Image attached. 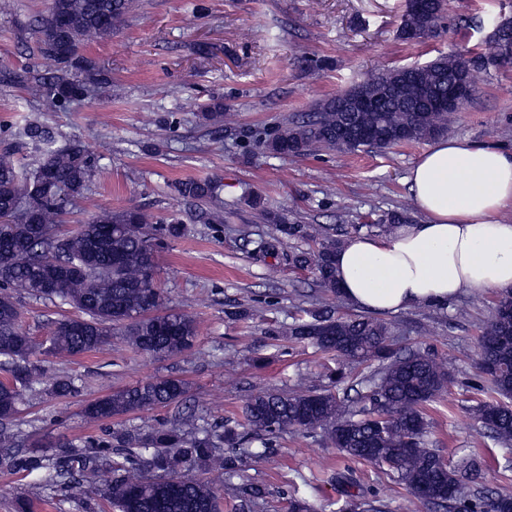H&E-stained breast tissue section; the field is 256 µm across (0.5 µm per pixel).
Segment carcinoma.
Here are the masks:
<instances>
[{
  "instance_id": "1",
  "label": "carcinoma",
  "mask_w": 512,
  "mask_h": 512,
  "mask_svg": "<svg viewBox=\"0 0 512 512\" xmlns=\"http://www.w3.org/2000/svg\"><path fill=\"white\" fill-rule=\"evenodd\" d=\"M135 4L136 0H48L35 28L39 52L49 61V69L32 77L16 73L13 81L29 92L41 111L65 110L100 84L96 63L84 55V49L119 30ZM444 10L443 0H426L425 8L404 11L400 38L420 42L430 37L441 27ZM459 80L471 81V69L463 68L456 56L372 75L319 102L274 135L255 139L254 145L263 153L299 157L317 148L355 153L446 135L452 113L429 109L426 100L447 95ZM361 95L379 97L380 108L341 111L343 102ZM199 118L207 125H224V105L206 106ZM20 136L37 145L39 155L23 165L11 150L0 152V215L8 218L0 222V371L10 385L0 388V442L5 445L21 441L8 424L24 391L48 383L56 396L78 392L74 379L49 380L42 366L29 360L32 341L20 327L16 297L58 300L81 313V332L73 330L71 319L57 323L46 349L56 358L102 350L114 329L132 348L161 357L191 349L197 337L195 320L186 314L172 313L161 321L145 315L151 306L148 288L155 287L156 254L181 237L182 226L139 208L101 209L75 230L59 231L71 207L88 190L95 158L80 141L59 142L57 133L43 124L27 123ZM217 189L210 180L175 184L180 196L198 204L208 203ZM410 219L404 212L391 211L372 228L386 234ZM272 222V231L260 239L255 253L278 254L286 237L317 240L316 252L288 253L286 261L312 267L319 287L336 290L332 256L340 239L332 228L286 224L277 217ZM288 334L352 362L378 360L376 371L356 378L365 389L363 405L341 415L345 398L335 390L345 379L340 372L321 389L301 381L289 391L251 394L244 406L250 428L245 435L187 411L145 433L108 426L101 434L86 437L79 444L82 451L68 458L5 455L0 468L15 473L42 471L46 483L58 484L72 481L76 473L98 472L118 452L129 462L112 479V504L118 512H220L216 486L201 476L232 473L233 461L224 457L223 447L257 443L270 448L278 434L290 428L322 430L343 455L384 464L411 492L418 494L428 486L427 503L443 512H458V495L463 485L475 481L478 469L471 465L456 469L428 447L422 412L445 390V368L419 350H394L393 326L370 316L335 318L312 312L310 319L291 325ZM509 335L512 316L498 312L482 330L480 363L494 369L493 392L503 400L486 401L478 409L494 439L506 448L512 446V344H504L502 338ZM185 392L183 381L159 379L88 403L84 417L102 425L136 411L171 405ZM144 468L160 475L148 479L142 474ZM184 473L195 478L178 481ZM464 512H512V495L482 493Z\"/></svg>"
}]
</instances>
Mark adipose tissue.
<instances>
[{"mask_svg":"<svg viewBox=\"0 0 512 512\" xmlns=\"http://www.w3.org/2000/svg\"><path fill=\"white\" fill-rule=\"evenodd\" d=\"M422 219L389 235H353L336 251L338 293L360 309L443 306L512 288V150L434 141L407 178Z\"/></svg>","mask_w":512,"mask_h":512,"instance_id":"adipose-tissue-1","label":"adipose tissue"}]
</instances>
